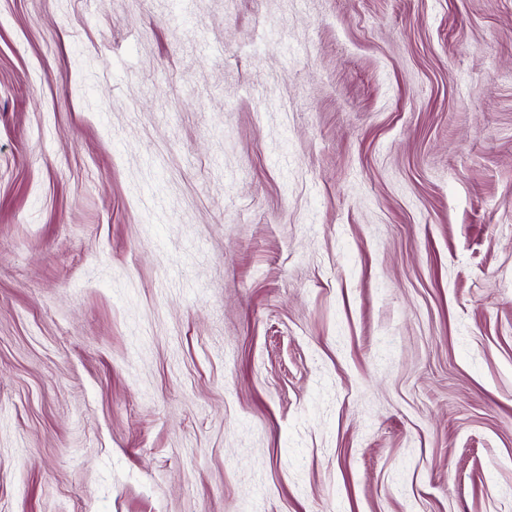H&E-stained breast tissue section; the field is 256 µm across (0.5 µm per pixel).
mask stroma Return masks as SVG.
Wrapping results in <instances>:
<instances>
[{"instance_id":"obj_1","label":"stroma","mask_w":512,"mask_h":512,"mask_svg":"<svg viewBox=\"0 0 512 512\" xmlns=\"http://www.w3.org/2000/svg\"><path fill=\"white\" fill-rule=\"evenodd\" d=\"M0 0V512H512V0Z\"/></svg>"}]
</instances>
